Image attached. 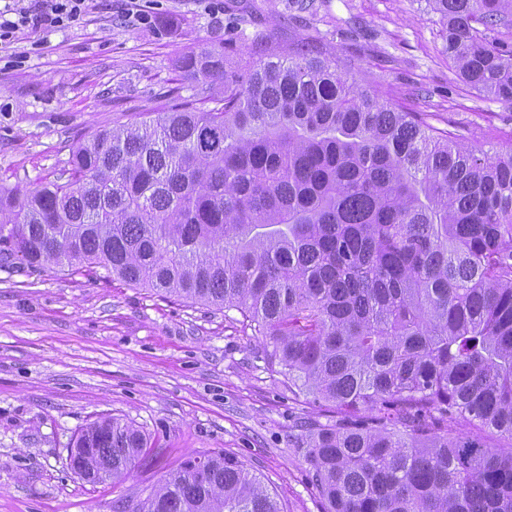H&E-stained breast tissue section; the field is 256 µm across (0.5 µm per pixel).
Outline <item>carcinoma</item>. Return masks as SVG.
Wrapping results in <instances>:
<instances>
[{
	"label": "carcinoma",
	"mask_w": 512,
	"mask_h": 512,
	"mask_svg": "<svg viewBox=\"0 0 512 512\" xmlns=\"http://www.w3.org/2000/svg\"><path fill=\"white\" fill-rule=\"evenodd\" d=\"M462 81L512 101V0H429ZM180 66L214 107L117 122L56 180L0 190V265L101 267L238 312L288 391L336 409L293 448L324 512H512V143L489 154L350 78L351 60L225 42ZM492 429L508 447L462 438ZM104 417L68 465L146 460ZM129 512H284L235 456L185 460Z\"/></svg>",
	"instance_id": "obj_1"
}]
</instances>
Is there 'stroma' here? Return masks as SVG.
<instances>
[{
  "label": "stroma",
  "mask_w": 512,
  "mask_h": 512,
  "mask_svg": "<svg viewBox=\"0 0 512 512\" xmlns=\"http://www.w3.org/2000/svg\"><path fill=\"white\" fill-rule=\"evenodd\" d=\"M90 0L73 29L24 30L0 48V187L55 180L73 149L115 122L195 100L180 58L232 40L260 59L267 42L312 39L348 56L354 78L435 128L493 151L512 142V103L463 84L426 0ZM100 417L134 422L151 459L120 482L90 484L67 464ZM324 408L293 396L263 341L212 308L108 277L0 268V512H116L167 469L230 453L284 512H323L293 450L298 419Z\"/></svg>",
  "instance_id": "obj_1"
}]
</instances>
